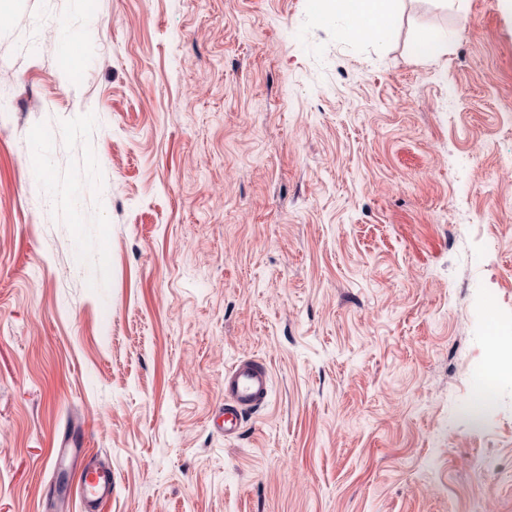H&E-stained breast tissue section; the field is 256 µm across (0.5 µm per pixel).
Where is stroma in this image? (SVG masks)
Segmentation results:
<instances>
[{"instance_id":"35a3bbf8","label":"stroma","mask_w":512,"mask_h":512,"mask_svg":"<svg viewBox=\"0 0 512 512\" xmlns=\"http://www.w3.org/2000/svg\"><path fill=\"white\" fill-rule=\"evenodd\" d=\"M0 0V512H512V13ZM446 51L421 55V34ZM77 39V75L61 67ZM269 402L225 441L224 371ZM397 0H318L325 13H336L346 20L345 38L376 40L389 28L393 2ZM84 512H103L112 498V469L97 460L85 459L77 486Z\"/></svg>"}]
</instances>
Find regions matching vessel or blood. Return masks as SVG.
<instances>
[{"instance_id":"obj_1","label":"vessel or blood","mask_w":512,"mask_h":512,"mask_svg":"<svg viewBox=\"0 0 512 512\" xmlns=\"http://www.w3.org/2000/svg\"><path fill=\"white\" fill-rule=\"evenodd\" d=\"M271 386L270 370L262 360L246 357L224 372V437L236 439L247 412L264 406ZM84 512H104L112 497V469L93 459L84 460L77 487Z\"/></svg>"}]
</instances>
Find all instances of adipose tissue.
Here are the masks:
<instances>
[{
	"label": "adipose tissue",
	"mask_w": 512,
	"mask_h": 512,
	"mask_svg": "<svg viewBox=\"0 0 512 512\" xmlns=\"http://www.w3.org/2000/svg\"><path fill=\"white\" fill-rule=\"evenodd\" d=\"M394 0H318L325 13L342 16L343 37L378 39L388 29Z\"/></svg>",
	"instance_id": "ef3b65f1"
}]
</instances>
